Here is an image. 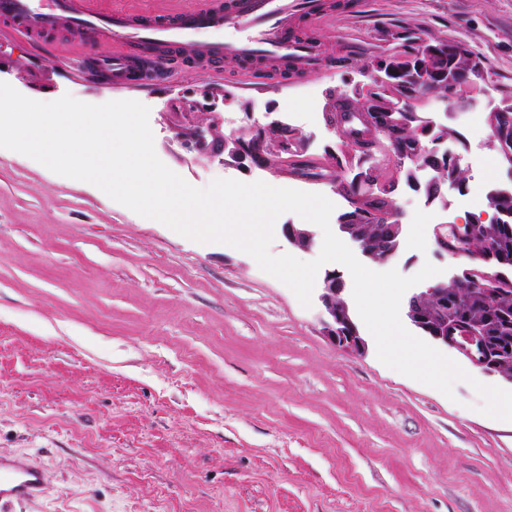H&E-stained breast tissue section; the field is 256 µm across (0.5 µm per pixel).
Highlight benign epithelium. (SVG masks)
<instances>
[{"mask_svg": "<svg viewBox=\"0 0 512 512\" xmlns=\"http://www.w3.org/2000/svg\"><path fill=\"white\" fill-rule=\"evenodd\" d=\"M414 58L418 59L415 75L418 86L445 77L448 86L454 89L458 86L474 85L484 79V70L473 56L458 45L448 46L443 53L432 46L428 53L416 54ZM390 61L389 57L376 61L374 86L359 107V115L365 126L380 135L397 124L395 113L411 111L410 103L417 98L414 91L404 95L393 92L396 81L393 80L394 71ZM176 117L185 119L184 123L178 125L176 137L203 157L211 158L223 154L227 144L236 140V131H220L221 122L216 117L205 123L190 121L188 115L182 112L176 113ZM252 129L262 135L263 143L279 157L294 154L301 147V143L288 139V124L272 116L270 112L265 113L264 123H255ZM434 153L436 150L428 147L424 140L406 137L397 145L393 157L402 166L407 160L416 162L422 156ZM470 229L469 224L453 225L448 234L436 232L435 240L441 252L482 262L488 275L484 276L480 287L475 289L477 296L481 298L483 293L492 294L499 287V278L491 275V272L498 271L507 277L512 276V269L498 264L488 253L472 252L468 244ZM343 292L340 277L334 272L327 273L319 295L324 315L323 331L342 347L361 353L367 343L360 335ZM406 316L426 339L440 347L458 351L485 373L497 374L512 382V373L506 375L502 372L503 366L512 364V346L488 336L484 324L473 321L469 314L462 312L458 307L457 297L448 295V290L440 285H432L410 296Z\"/></svg>", "mask_w": 512, "mask_h": 512, "instance_id": "benign-epithelium-1", "label": "benign epithelium"}]
</instances>
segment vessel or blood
<instances>
[{"label": "vessel or blood", "mask_w": 512, "mask_h": 512, "mask_svg": "<svg viewBox=\"0 0 512 512\" xmlns=\"http://www.w3.org/2000/svg\"><path fill=\"white\" fill-rule=\"evenodd\" d=\"M328 11L326 0H199L172 15L149 14L133 0L108 8L101 0H0V20L27 36L69 29L111 41V53L90 63L73 59L68 67L115 90L159 84L188 59L215 78L222 75V61L237 62L248 86L260 84L265 63L318 67L320 47L297 35L294 20H320ZM47 489L39 467L0 459V507L37 499Z\"/></svg>", "instance_id": "vessel-or-blood-1"}]
</instances>
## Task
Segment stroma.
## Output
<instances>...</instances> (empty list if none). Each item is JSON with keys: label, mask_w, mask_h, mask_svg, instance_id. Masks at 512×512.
Instances as JSON below:
<instances>
[{"label": "stroma", "mask_w": 512, "mask_h": 512, "mask_svg": "<svg viewBox=\"0 0 512 512\" xmlns=\"http://www.w3.org/2000/svg\"><path fill=\"white\" fill-rule=\"evenodd\" d=\"M319 32L326 63L242 89L239 64L223 78L195 69L159 87L110 90L74 76L60 57L92 59L110 41L62 30L41 44L0 31V82L51 102L136 100L150 109L154 149L197 188L216 179L262 181L346 204L335 184L222 158L196 157L176 138V99L225 130L277 114L315 170H335L341 136L324 120L368 89V69L424 42L453 41L485 79L463 89L473 111L437 96L414 112L448 127L447 147L469 167L467 195L428 203L378 152L376 177L396 180L403 241L367 268L454 272L438 254L441 224H465L471 205L512 164L490 157L486 115L512 104V0H333ZM321 304L246 253L201 244L142 217L90 183L0 148V455L40 467L46 495L12 512H512V423L479 413L467 383L453 397L385 366L375 341L356 354L324 335Z\"/></svg>", "instance_id": "1"}]
</instances>
